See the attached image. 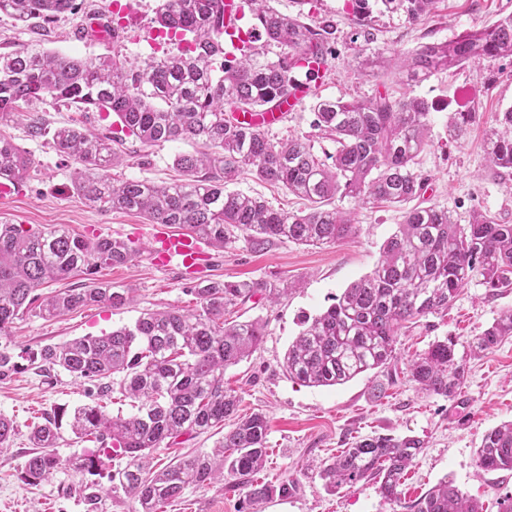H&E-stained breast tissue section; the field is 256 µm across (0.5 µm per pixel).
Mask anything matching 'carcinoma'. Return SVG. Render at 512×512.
Returning <instances> with one entry per match:
<instances>
[{"label":"carcinoma","instance_id":"carcinoma-1","mask_svg":"<svg viewBox=\"0 0 512 512\" xmlns=\"http://www.w3.org/2000/svg\"><path fill=\"white\" fill-rule=\"evenodd\" d=\"M255 28L265 45L250 40L239 55L224 52L225 0H160L157 23L176 46L143 64L127 67L113 58L83 59L27 46L0 54V121L24 105L51 100L83 112H112L120 132L143 144L188 141L199 149L180 154L175 165L183 179L168 185L126 180L115 184L105 174L119 163L105 137L73 127L53 131L52 145L80 164L72 188L101 210L144 214L154 224L186 228L215 248L242 237L255 247L287 240L302 245L337 243L353 233L350 214L333 206L349 197L360 207L379 202L408 203L420 197L426 179L419 156L429 145L432 105L412 97L380 93L365 100L316 98L312 126L336 144L318 157L310 141L291 137L272 142L259 126L247 127L241 112H271L287 102L294 72L303 64L326 60L334 35L329 24L312 26L282 16L268 0H249ZM415 22L438 0H382ZM78 11L76 0H0V14L19 22L50 21ZM279 49L270 59L265 46ZM512 57V15L486 29L466 31L452 40L431 43L400 62L410 84L478 63ZM476 112L449 116L448 132L459 135ZM487 155L498 169L512 170V107L502 112L487 141ZM30 160L9 139L0 137V179L20 181ZM242 174L284 187L310 202L307 212L274 208L259 196L226 190ZM138 250L117 238L86 240L63 230H31L0 224V336L14 320L38 310L57 317L89 305L121 308L129 290L91 282L43 296L47 282L75 272L87 275L102 266L133 261ZM487 288L512 286V224L475 212L460 224L448 208L413 206L381 247L370 274L352 282L323 312L302 320V330L283 361L288 377L311 387L343 385L384 367L394 357L402 326L448 312L473 273ZM292 286L277 288L252 279L212 280L190 289L200 309L144 312L132 326L101 336H82L47 345L30 355L42 368H62L98 382L109 378L132 399L136 412L112 415L99 403L43 416L30 433L36 448L24 463L25 478L37 484L68 464L92 474L94 455L64 462L57 455L63 426L76 435H96L128 458L112 474V492L131 497L137 512H158L190 486L221 478L239 489L252 509L274 493L285 492L255 478L267 456L268 421L261 412L238 414L239 398L224 387V369L260 346L264 325L229 320L234 309L256 296L278 302ZM512 337V310L501 314L480 335L471 351L483 353ZM451 338L436 340L411 361L410 380L425 393L456 398L465 369ZM18 368L15 355L0 343V377ZM228 426L211 452L189 454L154 470L149 456L167 439ZM424 447L413 436H366L317 466L328 492L359 481L374 482L381 499L406 512H484L483 504L445 478L422 496L402 504V479ZM485 471L512 470V421L488 430L477 450Z\"/></svg>","mask_w":512,"mask_h":512}]
</instances>
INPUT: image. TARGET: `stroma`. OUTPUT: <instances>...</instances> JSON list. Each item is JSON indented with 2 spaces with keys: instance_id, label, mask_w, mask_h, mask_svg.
<instances>
[{
  "instance_id": "35a3bbf8",
  "label": "stroma",
  "mask_w": 512,
  "mask_h": 512,
  "mask_svg": "<svg viewBox=\"0 0 512 512\" xmlns=\"http://www.w3.org/2000/svg\"><path fill=\"white\" fill-rule=\"evenodd\" d=\"M112 2L80 0L78 13L51 21L35 18L17 24L0 17V52L36 45L79 58L113 56L128 66L143 64L158 41L157 0H120L130 19L121 39L104 42L78 36L77 29L86 16L93 11L111 13ZM271 5L287 17L310 24L328 21L335 26L330 69L316 82L318 96L352 99L385 92L395 99L421 97L436 105L431 115V145L420 158L419 171L427 180L421 205L448 207L463 224L476 209L512 224V173L492 167L486 154L489 131L496 127L500 113L512 107V58L468 64L413 86L403 83L398 71L401 58L421 45L453 39L512 14V0H439L434 13L415 23L403 13L385 10L380 0H367L361 9L353 0H317L313 5L306 0H272ZM365 28L372 32V42L357 39V31ZM375 50L383 52L385 63L358 67L359 57ZM314 99L305 98L281 122L269 126L270 138L279 141L302 136L312 141L316 155L334 152V143L311 125ZM472 106L477 109L475 119L461 137H451L449 113ZM36 120L52 129L74 126L107 138L118 127L115 115L81 112L50 102L32 105L19 117L1 123L0 135L11 139L28 156L31 166L22 182V194L0 197V224L56 228L86 239H123L140 254L126 265L100 268L93 277L99 283L130 289L133 304L120 309L91 306L50 319L35 310L28 312L15 320L6 338L14 355L133 325L146 310L196 312L199 303L190 292L193 278L173 266L153 265L149 259L157 225L135 212L100 210L74 193L77 162L60 155L49 139L29 136L28 125ZM190 149V143L184 141L145 147L126 138L120 148L122 162L110 171L112 180L117 184L126 180L156 185L174 182L181 177L174 159ZM232 188L288 211L309 207L286 189L246 174ZM337 205L354 212L357 220L353 234L344 242L306 246L276 241L257 251L240 238L227 249H209L202 272L207 280L252 279L296 285L278 304L256 297L238 306L242 319L264 322L265 336L257 351L224 371L225 386L241 399V413L260 412L268 420V456L258 480L274 486L285 481L294 484L289 494L264 503L262 512H392L374 483L360 482L331 495L324 491L316 470L321 461L340 454L356 438L379 434L415 435L425 442L403 479V501L416 499L449 477L462 491L479 498L487 512H497V499L512 494V471H482L476 451L486 431L512 420V338L477 356L468 344L503 310L512 309V288L492 292L485 288L481 276H473L447 316L421 319L418 326L399 336L396 358L390 365L346 384L310 387L289 379L285 372L284 355L301 329L303 316L322 312L333 296L370 273L382 244L402 219L403 208L396 204L360 208L346 197ZM448 336L456 338V354L465 368L464 384L452 400L419 391L407 376L411 359L433 341ZM379 380L389 381L390 386L385 396L376 399L372 388ZM95 396L96 389L89 381L60 368L41 371L25 364L0 379V413L16 424L7 450L0 452V505L12 512H135L134 500L109 491L110 477L125 466V459L113 457L111 450L93 437L76 436L67 428L56 449L58 456L66 460L95 454L99 459L96 474L63 469L36 485L24 478L23 463L32 451V426L54 408L72 409L91 403ZM160 512H250V507L241 492L216 480L186 489L180 499L164 504Z\"/></svg>"
}]
</instances>
